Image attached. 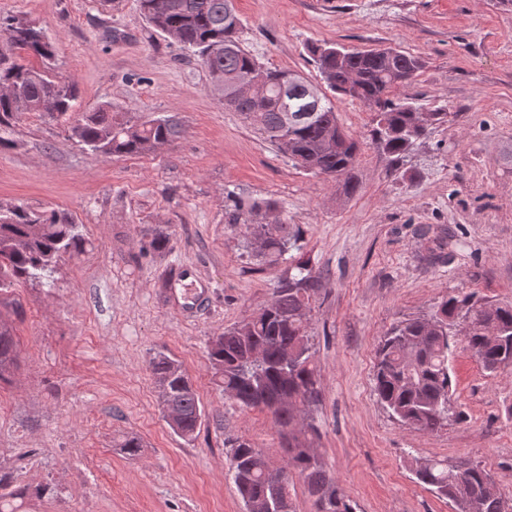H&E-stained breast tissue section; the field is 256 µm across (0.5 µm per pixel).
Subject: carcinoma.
Wrapping results in <instances>:
<instances>
[{
  "mask_svg": "<svg viewBox=\"0 0 512 512\" xmlns=\"http://www.w3.org/2000/svg\"><path fill=\"white\" fill-rule=\"evenodd\" d=\"M147 22L192 50L208 73L211 86H221L234 101L233 111L279 153L306 170L332 178L346 195L359 188L356 173L360 143L338 123L328 93L359 100L373 108L371 130L375 148L393 162L427 135L420 107L398 97L399 88L421 69L419 60L395 48L347 49L336 44L307 46L321 77L311 84L290 70L263 66L243 46V22L235 0H139ZM55 56L44 31L29 21L0 19V148L5 135L24 115L36 113L64 124L70 138L104 155H137L181 137L178 121L159 117L140 122L112 105L80 109L77 89L48 68L32 64ZM308 117L291 123L290 113ZM271 198L232 196L225 211L228 224L244 228V254L260 266H276L297 247L299 229L279 220ZM86 240L73 215L62 209H35L0 202V296L50 272L64 257L77 258ZM320 282L306 261H297L282 278L272 300L252 316L224 329L208 344V360L224 396L242 409L267 412L286 439L288 456L276 465L269 454L243 437L227 440L228 474L244 512H295L290 495L299 477L309 497L325 501L326 512H356L313 448L319 428L315 420L297 428L320 401L319 378L309 332L312 297ZM468 323L461 338L448 333L457 320ZM470 351L489 373L512 366V304H491L474 294L446 295L423 318L400 322L377 349L374 393L402 425L434 433L460 422L454 406L449 357L458 345ZM17 365L12 321L0 314V381ZM159 392L163 417H172L174 433L190 441L201 425L203 410L194 384L181 363L159 351L148 361ZM416 481L452 503L455 512H512V500L479 464L427 459L415 462ZM0 473V512H16L12 500L26 493L11 488Z\"/></svg>",
  "mask_w": 512,
  "mask_h": 512,
  "instance_id": "carcinoma-1",
  "label": "carcinoma"
}]
</instances>
